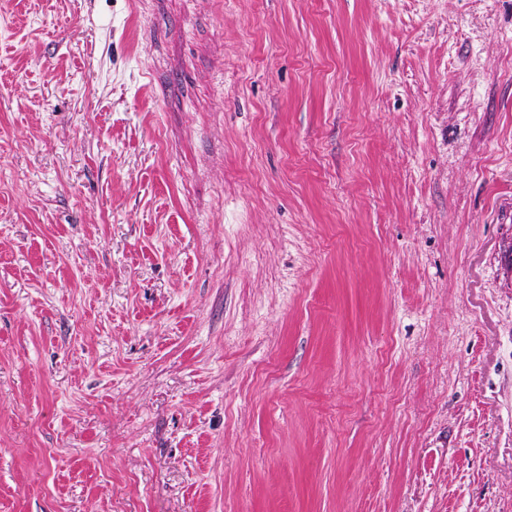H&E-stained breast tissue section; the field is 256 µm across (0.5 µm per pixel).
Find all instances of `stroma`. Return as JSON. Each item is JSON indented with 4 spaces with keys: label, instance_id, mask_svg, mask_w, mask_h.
Wrapping results in <instances>:
<instances>
[{
    "label": "stroma",
    "instance_id": "35a3bbf8",
    "mask_svg": "<svg viewBox=\"0 0 512 512\" xmlns=\"http://www.w3.org/2000/svg\"><path fill=\"white\" fill-rule=\"evenodd\" d=\"M512 0H0V512H512Z\"/></svg>",
    "mask_w": 512,
    "mask_h": 512
}]
</instances>
